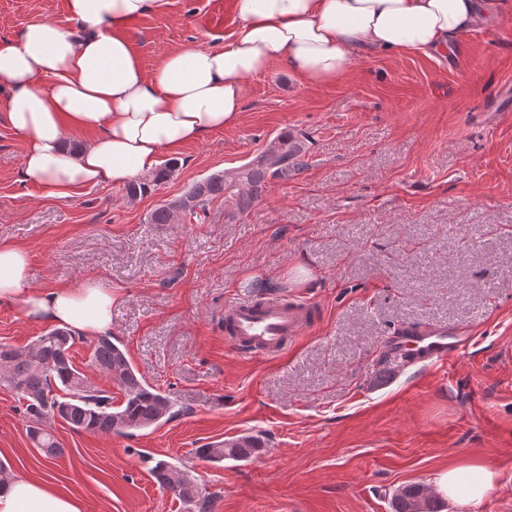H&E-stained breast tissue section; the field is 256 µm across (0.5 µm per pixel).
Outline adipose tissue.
I'll list each match as a JSON object with an SVG mask.
<instances>
[{
    "mask_svg": "<svg viewBox=\"0 0 512 512\" xmlns=\"http://www.w3.org/2000/svg\"><path fill=\"white\" fill-rule=\"evenodd\" d=\"M162 4L67 0L69 15L89 23L86 34L40 22L0 40V89L7 92L8 121L24 141L22 174L45 196L134 180L155 169L162 151L234 125L250 79L274 62L321 85L374 52L447 56L470 30L512 13V0H238V31L223 48L177 49L149 75L124 29ZM72 129L94 132L95 139L71 151ZM28 271L27 252L0 243V305L81 336L111 328V288L85 281L35 288ZM496 481L494 470L463 463L437 471L433 488L436 497L473 506ZM0 512L86 508L48 478L15 477L0 486Z\"/></svg>",
    "mask_w": 512,
    "mask_h": 512,
    "instance_id": "1",
    "label": "adipose tissue"
}]
</instances>
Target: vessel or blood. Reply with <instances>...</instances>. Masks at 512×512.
Listing matches in <instances>:
<instances>
[{
	"label": "vessel or blood",
	"mask_w": 512,
	"mask_h": 512,
	"mask_svg": "<svg viewBox=\"0 0 512 512\" xmlns=\"http://www.w3.org/2000/svg\"><path fill=\"white\" fill-rule=\"evenodd\" d=\"M314 320L315 308L306 299L235 301L224 307L225 341L241 355L279 357ZM467 343V336L452 328L405 324L387 337L385 351L399 367L438 365L457 357Z\"/></svg>",
	"instance_id": "obj_1"
}]
</instances>
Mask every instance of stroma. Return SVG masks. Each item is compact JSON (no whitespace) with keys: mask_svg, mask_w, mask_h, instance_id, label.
<instances>
[{"mask_svg":"<svg viewBox=\"0 0 512 512\" xmlns=\"http://www.w3.org/2000/svg\"><path fill=\"white\" fill-rule=\"evenodd\" d=\"M50 21L79 34L66 0H0V38ZM237 0H165L125 34L146 74L171 51L222 48ZM0 103V242L26 249L30 282L111 286V334L172 417L131 436L51 422L45 461L23 406L0 387V466L46 476L87 512H195L155 482L156 461L189 470L211 512H392L393 493L479 461L498 474L478 505L512 512V14L473 29L447 57L372 54L308 85L274 63L250 81L238 121L179 150L175 175L131 199L104 182L45 197L21 172L23 141ZM305 166L269 181L237 212L147 216L210 174L243 166L278 136ZM285 292L316 320L274 359L224 340V306ZM404 323L463 329L448 365L392 368L383 341ZM0 306V342L47 331ZM249 457L213 463L198 448L241 436Z\"/></svg>","mask_w":512,"mask_h":512,"instance_id":"35a3bbf8","label":"stroma"}]
</instances>
